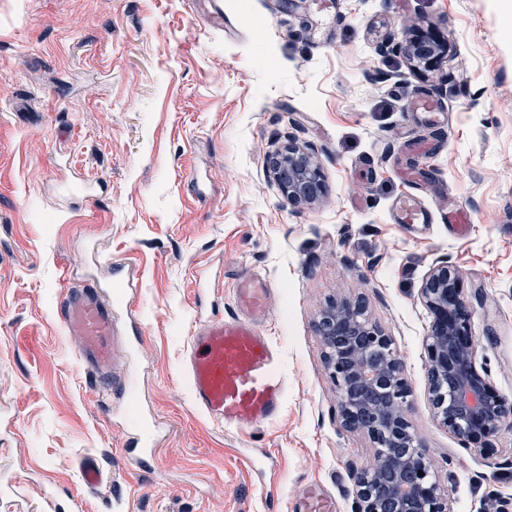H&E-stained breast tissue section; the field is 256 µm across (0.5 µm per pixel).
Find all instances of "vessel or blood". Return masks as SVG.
I'll use <instances>...</instances> for the list:
<instances>
[{
  "mask_svg": "<svg viewBox=\"0 0 512 512\" xmlns=\"http://www.w3.org/2000/svg\"><path fill=\"white\" fill-rule=\"evenodd\" d=\"M400 224H428L430 212L413 195L401 196L394 209ZM113 286L68 294L59 317L68 334L80 337V358L92 387L108 392L113 382L112 331L117 314L135 299V270L112 264ZM273 289L266 280L246 274L233 290L235 313L228 318H199L184 354L193 407L225 430L275 421L288 391L281 350L259 327L270 313ZM301 512H335L336 504L320 486L299 495Z\"/></svg>",
  "mask_w": 512,
  "mask_h": 512,
  "instance_id": "b4317fda",
  "label": "vessel or blood"
}]
</instances>
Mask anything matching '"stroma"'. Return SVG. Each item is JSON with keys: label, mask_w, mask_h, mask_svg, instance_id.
<instances>
[{"label": "stroma", "mask_w": 512, "mask_h": 512, "mask_svg": "<svg viewBox=\"0 0 512 512\" xmlns=\"http://www.w3.org/2000/svg\"><path fill=\"white\" fill-rule=\"evenodd\" d=\"M222 3L227 31L208 0H0V512H299L311 484L354 512L350 473L377 450L342 426L323 358L320 312L341 297L391 337L452 512L511 499L512 419L484 456L433 418L419 292L437 264L459 275L479 363L512 402V0ZM418 31L446 42L436 71L402 51ZM291 140L321 166L314 204L268 173ZM405 194L432 223L395 222ZM117 259L139 296L111 373H136L135 403L101 402L58 316ZM247 273L274 290L261 329L288 393L277 420L228 433L192 406L183 357ZM135 414L157 426L147 470ZM86 456L108 484L85 486Z\"/></svg>", "instance_id": "obj_1"}]
</instances>
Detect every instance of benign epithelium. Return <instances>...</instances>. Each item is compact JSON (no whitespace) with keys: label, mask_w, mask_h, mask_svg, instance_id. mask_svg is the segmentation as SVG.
<instances>
[{"label":"benign epithelium","mask_w":512,"mask_h":512,"mask_svg":"<svg viewBox=\"0 0 512 512\" xmlns=\"http://www.w3.org/2000/svg\"><path fill=\"white\" fill-rule=\"evenodd\" d=\"M405 52L425 70L440 58L439 46L419 35L407 41ZM271 169L290 203H313L324 192L318 161L295 143L276 153ZM420 295L431 314L425 352L433 417L463 448L490 455L500 427L512 418V404L495 392L478 366L471 310L460 281L448 266H435ZM318 331L343 425L365 432L381 448L370 465L351 472L356 512H450L448 490L433 478L409 418L410 390L401 361L365 302H330L321 312Z\"/></svg>","instance_id":"obj_1"}]
</instances>
